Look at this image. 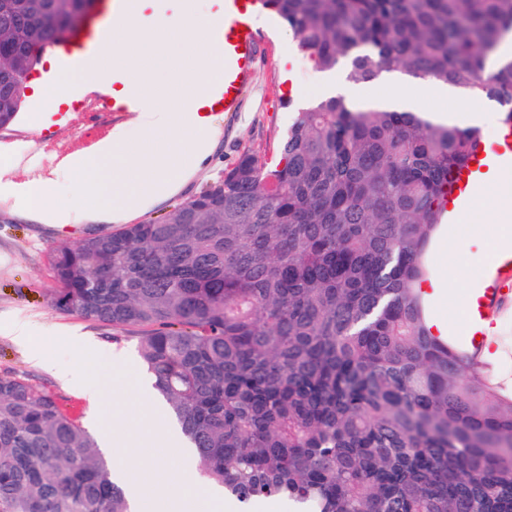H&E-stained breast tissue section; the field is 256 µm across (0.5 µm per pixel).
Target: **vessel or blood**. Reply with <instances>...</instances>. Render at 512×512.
I'll return each mask as SVG.
<instances>
[{"label": "vessel or blood", "instance_id": "b4317fda", "mask_svg": "<svg viewBox=\"0 0 512 512\" xmlns=\"http://www.w3.org/2000/svg\"><path fill=\"white\" fill-rule=\"evenodd\" d=\"M168 0H98L95 12L84 26L67 33L58 43L43 51V62L29 75L27 84L31 94H39L56 71L91 66L109 42L112 23L121 11H138L145 7H165ZM254 0H213L208 18L211 39L220 47V73L197 98L194 112L197 117L209 118L218 112L236 111L251 79L258 58L259 34L251 18ZM114 73L102 75L96 92L79 87L68 93L56 111L45 113L42 134L51 138L69 126L71 115L83 112H129L138 104L135 94L115 98L106 89L114 83ZM512 288V273L498 271L492 284L485 288L481 298L483 308H497L505 290Z\"/></svg>", "mask_w": 512, "mask_h": 512}]
</instances>
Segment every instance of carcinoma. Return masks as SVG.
I'll list each match as a JSON object with an SVG mask.
<instances>
[{"instance_id": "cac0c4a2", "label": "carcinoma", "mask_w": 512, "mask_h": 512, "mask_svg": "<svg viewBox=\"0 0 512 512\" xmlns=\"http://www.w3.org/2000/svg\"><path fill=\"white\" fill-rule=\"evenodd\" d=\"M321 71L397 70L512 113V0H260ZM34 29L0 54L37 64ZM12 121L25 80L14 73ZM274 166L245 153L160 221L48 254L61 312L139 332L199 475L243 507L512 512V397L434 336L418 289L476 128L421 111L300 104ZM0 512H131L97 440L0 374Z\"/></svg>"}]
</instances>
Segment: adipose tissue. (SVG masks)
I'll return each instance as SVG.
<instances>
[{"label": "adipose tissue", "mask_w": 512, "mask_h": 512, "mask_svg": "<svg viewBox=\"0 0 512 512\" xmlns=\"http://www.w3.org/2000/svg\"><path fill=\"white\" fill-rule=\"evenodd\" d=\"M208 0H179L172 13L127 15L112 26V44L101 51L97 70L121 72L115 96L136 90L139 106L131 124L115 125L91 150L70 156L52 178L16 182L18 169L41 165L40 154L16 152L0 163V202L27 222L125 224L160 206L208 169L224 129L218 118L196 122L194 99L217 74L219 53L204 20ZM71 181L74 201L52 204L47 191L53 180ZM180 487L182 512H193L197 498L222 502L219 490L199 483L191 464L168 475Z\"/></svg>", "instance_id": "adipose-tissue-1"}]
</instances>
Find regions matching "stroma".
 <instances>
[{"label":"stroma","instance_id":"stroma-1","mask_svg":"<svg viewBox=\"0 0 512 512\" xmlns=\"http://www.w3.org/2000/svg\"><path fill=\"white\" fill-rule=\"evenodd\" d=\"M257 17L259 62L240 110L222 117L224 137L215 160L222 169L230 168L246 152L267 161L277 156L297 101L290 95L292 85H300L301 98L306 100L322 94L318 83L325 74L315 67L310 53L300 48L295 34L271 13L261 11ZM288 52L293 54L294 62L286 66L282 57ZM30 113V106H23L13 123L0 128V158L28 144L44 153L45 166L51 169L95 141L94 136L86 134L87 122L82 115H73L70 126L48 140L42 137L41 127L32 122ZM469 222L477 232L465 246L463 261L449 260L448 237L444 234L431 240L424 258L428 276L459 293L486 275V232L495 219L490 208L484 206L472 212ZM82 237L79 231L71 235L48 233L42 225L17 219L0 222V373L48 389L86 428H93L96 419L101 418L116 430L130 434L135 416L145 410L136 388L145 375L137 353V336L94 320L61 314L51 304L55 281L47 254L58 244H74ZM489 318L496 324L491 338L503 347L502 357L486 368L490 386L496 389L512 380V297L504 298ZM20 322L36 325L35 345L53 364V371L35 364L28 349L14 341L12 329ZM72 331L90 338L91 349L76 353L68 338ZM82 382L99 387L105 394L103 402L81 393L78 385ZM179 466L178 456L168 451L142 458L141 469L148 479L141 512H169L177 490L164 476Z\"/></svg>","mask_w":512,"mask_h":512}]
</instances>
